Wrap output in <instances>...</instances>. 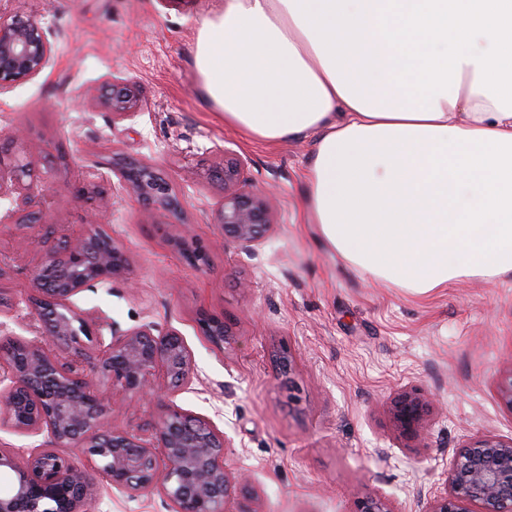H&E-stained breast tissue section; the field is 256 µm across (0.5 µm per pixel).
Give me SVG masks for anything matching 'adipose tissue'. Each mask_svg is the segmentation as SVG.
Returning <instances> with one entry per match:
<instances>
[{
    "label": "adipose tissue",
    "mask_w": 512,
    "mask_h": 512,
    "mask_svg": "<svg viewBox=\"0 0 512 512\" xmlns=\"http://www.w3.org/2000/svg\"><path fill=\"white\" fill-rule=\"evenodd\" d=\"M195 67L226 126L316 134L308 209L363 277L512 276V0H224Z\"/></svg>",
    "instance_id": "1"
}]
</instances>
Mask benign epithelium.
I'll return each instance as SVG.
<instances>
[{"label": "benign epithelium", "mask_w": 512, "mask_h": 512, "mask_svg": "<svg viewBox=\"0 0 512 512\" xmlns=\"http://www.w3.org/2000/svg\"><path fill=\"white\" fill-rule=\"evenodd\" d=\"M21 0H0V97L44 73L55 55L36 15ZM80 105L102 107L112 122L133 118L140 107L137 86L108 77L99 94ZM219 161L201 175L219 183L224 193L212 210V223L224 240L250 251L269 236L275 216L270 194L247 176V162L217 146ZM133 174L120 163L119 182L150 209L177 218L171 182L148 162L137 161ZM37 186L31 163L0 165V200H31ZM83 194L102 213L114 199L90 183ZM59 249L32 271L25 295L29 309L25 334L9 331L16 306L0 289V431L42 437L32 448H0V512H95L110 487L131 497L157 492L170 512H256L245 477H234L224 463L230 440L210 422L172 407L150 434L112 426V397L106 382L129 400L158 389L174 396L192 389L195 366L191 351L175 328L152 323L122 330L100 309H82L77 296L125 279L130 264L114 238L92 229L63 234ZM176 252L194 253L202 268V245L184 235L170 239ZM199 323L205 336L223 345L224 315L207 311ZM501 406L512 414V361L496 379ZM433 401L417 388L397 390L387 404L399 436L407 442L424 435ZM79 448L81 464L59 452ZM353 512H398L392 502L362 486L352 489ZM424 512H512V437L473 435L455 456L443 490L426 499Z\"/></svg>", "instance_id": "1"}]
</instances>
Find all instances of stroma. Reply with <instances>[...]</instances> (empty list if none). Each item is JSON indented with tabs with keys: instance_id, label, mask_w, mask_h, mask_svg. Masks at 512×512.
<instances>
[{
	"instance_id": "1",
	"label": "stroma",
	"mask_w": 512,
	"mask_h": 512,
	"mask_svg": "<svg viewBox=\"0 0 512 512\" xmlns=\"http://www.w3.org/2000/svg\"><path fill=\"white\" fill-rule=\"evenodd\" d=\"M221 0H27L56 45L52 66L0 100V150L32 161L50 197L30 210L44 221L0 225V286L24 297L32 270L61 233L100 226L127 251L131 277L111 292H85L120 328L146 322L179 330L193 356L191 391L147 404L115 406L114 427L137 431L170 405L210 420L231 442V473L251 475L255 512H352L359 484L399 512H423L442 488L454 452L477 432L512 437V415L495 381L512 358V278L476 279L426 295L364 279L320 238L306 208L303 172L315 135L270 145L246 141L209 107L194 67L198 29ZM109 76L137 85L142 107L116 123L76 100ZM24 127V140L13 136ZM222 146L248 160V174L272 188L270 238L247 252L211 222L221 196L184 181L185 165L204 167ZM146 159L176 186L182 221L151 216L121 195L99 216L77 194L95 180L118 191L112 160ZM210 257L187 265L169 240L183 225ZM223 314L224 347L201 335L199 310ZM290 350L293 386L273 356ZM414 387L436 405L418 447H405L386 413L390 395Z\"/></svg>"
}]
</instances>
